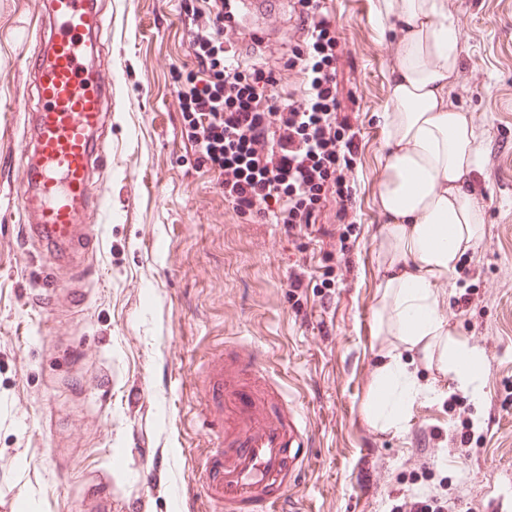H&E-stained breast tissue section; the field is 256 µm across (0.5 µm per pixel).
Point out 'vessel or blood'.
Listing matches in <instances>:
<instances>
[{"label": "vessel or blood", "instance_id": "b4317fda", "mask_svg": "<svg viewBox=\"0 0 512 512\" xmlns=\"http://www.w3.org/2000/svg\"><path fill=\"white\" fill-rule=\"evenodd\" d=\"M250 34L272 31L286 0H238ZM43 36L26 61L36 107L25 115L18 159L17 234L49 267L35 270V303L46 310L85 303L82 281L98 270L85 256L100 232L102 176L111 167L106 128L112 72L102 68L106 26L97 0H44ZM203 422L214 443L187 479L219 512H288V488L309 453L300 415L267 375L252 344L209 354L201 375ZM82 512H112L110 483L91 485Z\"/></svg>", "mask_w": 512, "mask_h": 512}]
</instances>
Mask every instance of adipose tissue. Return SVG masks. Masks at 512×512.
Here are the masks:
<instances>
[{
    "label": "adipose tissue",
    "mask_w": 512,
    "mask_h": 512,
    "mask_svg": "<svg viewBox=\"0 0 512 512\" xmlns=\"http://www.w3.org/2000/svg\"><path fill=\"white\" fill-rule=\"evenodd\" d=\"M387 8L403 36L391 75L378 186L390 257L379 303L397 334L417 345L444 335L436 289L481 236L482 209L467 184L479 165V144L471 121L448 101L460 33L444 0H388ZM419 393L400 358L391 357L382 365L368 414L398 426Z\"/></svg>",
    "instance_id": "1"
}]
</instances>
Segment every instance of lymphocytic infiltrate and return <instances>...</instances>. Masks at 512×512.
<instances>
[{"label":"lymphocytic infiltrate","mask_w":512,"mask_h":512,"mask_svg":"<svg viewBox=\"0 0 512 512\" xmlns=\"http://www.w3.org/2000/svg\"><path fill=\"white\" fill-rule=\"evenodd\" d=\"M293 45L281 69L241 62L237 0H202L184 19L192 68L178 82L186 137L243 218L272 215L299 233L335 206L340 234L356 218L349 185L353 139L339 114V41L325 0H292ZM296 91L276 93L283 75Z\"/></svg>","instance_id":"f902f5d3"}]
</instances>
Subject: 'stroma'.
<instances>
[{"label":"stroma","mask_w":512,"mask_h":512,"mask_svg":"<svg viewBox=\"0 0 512 512\" xmlns=\"http://www.w3.org/2000/svg\"><path fill=\"white\" fill-rule=\"evenodd\" d=\"M460 30L448 98L478 132L483 235L438 288L446 335L431 350L378 328L387 257L377 198L386 151L399 22L384 0H328L345 50L339 99L358 145L350 186L357 214L346 242L350 277L323 286L333 211L298 236L265 218L246 221L183 135L175 70L185 60L181 19L196 0H98L112 67V167L105 175L97 281L82 312L59 317L32 300L30 258L0 240V501L9 512H78L87 476L108 478L119 502L144 512H200L187 481L212 440L199 427L194 382L220 342L255 343L271 379L310 435L293 512H398L403 495L435 487L453 512H512V0H447ZM42 0H0V211L19 188L14 164L24 112V62L39 45ZM306 264L311 287L288 277ZM468 288L486 292L462 309ZM84 345L77 373L106 390L72 389L57 356ZM480 351L478 393L462 388L447 354ZM400 356L423 388L402 425L367 415L380 366ZM471 410L459 463L435 446L453 409Z\"/></svg>","instance_id":"obj_1"}]
</instances>
